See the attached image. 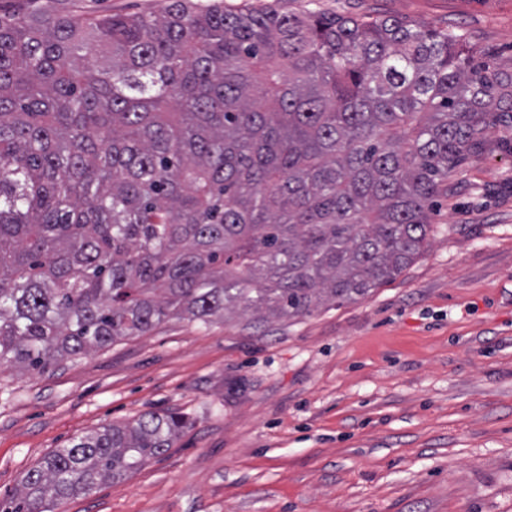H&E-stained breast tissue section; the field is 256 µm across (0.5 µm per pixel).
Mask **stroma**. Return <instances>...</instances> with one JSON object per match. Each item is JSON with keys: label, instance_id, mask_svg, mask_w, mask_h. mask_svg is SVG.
Wrapping results in <instances>:
<instances>
[{"label": "stroma", "instance_id": "stroma-1", "mask_svg": "<svg viewBox=\"0 0 512 512\" xmlns=\"http://www.w3.org/2000/svg\"><path fill=\"white\" fill-rule=\"evenodd\" d=\"M223 3L403 17L512 64V0ZM433 208L429 246L342 306L261 329L172 320L40 373L0 368V502L74 438L174 410L192 425L173 448L49 512H512V129L490 130Z\"/></svg>", "mask_w": 512, "mask_h": 512}]
</instances>
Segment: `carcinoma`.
Segmentation results:
<instances>
[{
    "mask_svg": "<svg viewBox=\"0 0 512 512\" xmlns=\"http://www.w3.org/2000/svg\"><path fill=\"white\" fill-rule=\"evenodd\" d=\"M512 126V66L402 17L201 9L0 16V367L45 370L171 318L254 326L393 280L435 197ZM149 412L28 470L5 512L135 473Z\"/></svg>",
    "mask_w": 512,
    "mask_h": 512,
    "instance_id": "cac0c4a2",
    "label": "carcinoma"
}]
</instances>
